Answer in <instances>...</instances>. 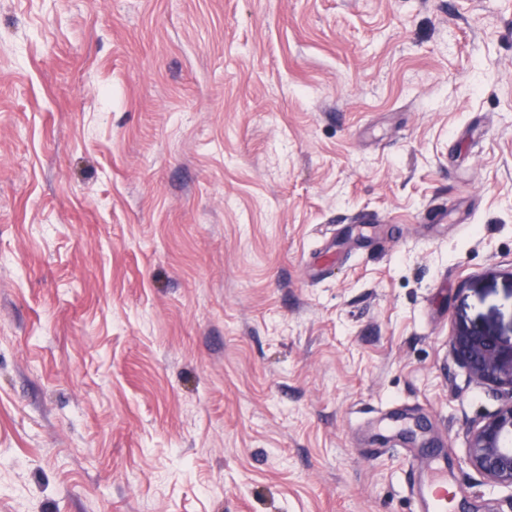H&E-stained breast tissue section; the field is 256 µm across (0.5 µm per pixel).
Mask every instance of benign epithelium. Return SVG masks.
Masks as SVG:
<instances>
[{
	"label": "benign epithelium",
	"mask_w": 512,
	"mask_h": 512,
	"mask_svg": "<svg viewBox=\"0 0 512 512\" xmlns=\"http://www.w3.org/2000/svg\"><path fill=\"white\" fill-rule=\"evenodd\" d=\"M452 346L457 359L479 382L512 395V341L497 334L460 325ZM470 464L489 482L512 488V402L488 418L471 435Z\"/></svg>",
	"instance_id": "1"
}]
</instances>
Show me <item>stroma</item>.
<instances>
[{"label": "stroma", "mask_w": 512, "mask_h": 512, "mask_svg": "<svg viewBox=\"0 0 512 512\" xmlns=\"http://www.w3.org/2000/svg\"><path fill=\"white\" fill-rule=\"evenodd\" d=\"M462 321L512 336V0H0V512H418L429 448L512 512ZM469 458L484 479L512 488V402L472 432Z\"/></svg>", "instance_id": "obj_1"}]
</instances>
